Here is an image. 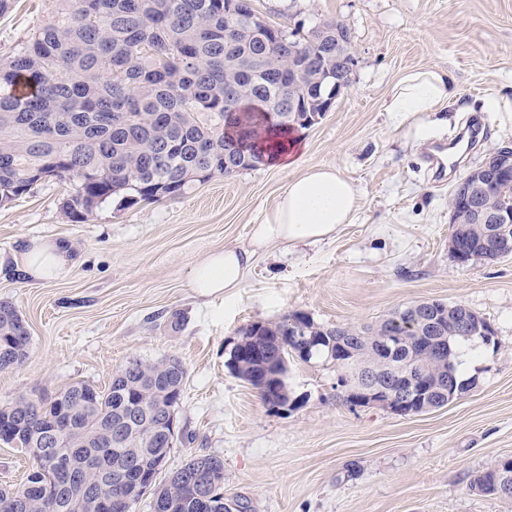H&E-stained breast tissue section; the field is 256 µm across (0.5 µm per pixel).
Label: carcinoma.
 <instances>
[{
    "instance_id": "obj_1",
    "label": "carcinoma",
    "mask_w": 512,
    "mask_h": 512,
    "mask_svg": "<svg viewBox=\"0 0 512 512\" xmlns=\"http://www.w3.org/2000/svg\"><path fill=\"white\" fill-rule=\"evenodd\" d=\"M54 20L31 34L14 56L0 62V204L28 194L35 185L55 178L72 185L63 207L83 219L113 197L158 201L182 195L196 179L184 175L190 165L229 176L256 167L279 136L305 129L325 107L336 76V38H310L317 27L336 22L319 20L309 27L225 30L224 0H53ZM478 194L489 209L512 205V186L495 182L481 189L455 186L449 208L468 193ZM305 336L323 337L314 356L336 362L347 387H357L366 370L386 373L389 361L407 363L416 378L429 384L448 379L456 390L460 379L457 347L475 350L495 343L489 322L471 311V322L448 325L444 356L433 349V331L416 326L407 306L392 310L371 324L323 327L304 314L293 315ZM15 305L0 301V370L24 361L31 334L22 326ZM286 322L256 323L259 342L273 352L264 363L250 356L238 359L247 372L268 371L286 378L290 352L276 357L278 337ZM401 340L392 354L381 346ZM266 367H261V364ZM168 358L144 362L131 359L120 367L106 389L85 382L58 392L68 396L81 385L95 392L87 408L75 412L77 430L66 448H82L96 468L135 479L154 468L139 454V444L152 431L140 423L138 435L112 443L102 423L138 403L158 398L155 384L168 371ZM40 414L50 425L60 408L19 396L0 405V442L32 450L25 415ZM512 458L498 460L477 472L471 488L494 495L493 484ZM91 487L110 497L118 492L114 479L99 483V473L85 475ZM30 494L26 512H86L73 502L59 509L52 481ZM171 512H210L187 488L179 472L167 483L152 486Z\"/></svg>"
}]
</instances>
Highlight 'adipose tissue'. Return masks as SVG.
<instances>
[{
  "label": "adipose tissue",
  "instance_id": "1",
  "mask_svg": "<svg viewBox=\"0 0 512 512\" xmlns=\"http://www.w3.org/2000/svg\"><path fill=\"white\" fill-rule=\"evenodd\" d=\"M450 96L448 74L435 69L403 72L390 90L386 111L402 115L432 112ZM355 183L331 167L312 166L289 180L275 204L251 229L246 248L227 247L196 264L189 286L201 296L231 295L241 288L258 252L278 243L316 242L352 223L358 210ZM71 246L61 240H33L18 246L12 256L16 272L52 281L64 277Z\"/></svg>",
  "mask_w": 512,
  "mask_h": 512
}]
</instances>
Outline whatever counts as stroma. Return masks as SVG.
Segmentation results:
<instances>
[{
	"label": "stroma",
	"mask_w": 512,
	"mask_h": 512,
	"mask_svg": "<svg viewBox=\"0 0 512 512\" xmlns=\"http://www.w3.org/2000/svg\"><path fill=\"white\" fill-rule=\"evenodd\" d=\"M271 25L337 20L353 33L352 80L324 117L299 130L297 165L265 162L197 184L181 196L112 200L86 219L62 206L69 183L48 179L0 207V260L20 243L64 238L74 261L47 282L0 272V300L29 325L28 358L0 370V404L50 397L83 381L107 388L138 358H179L181 437L158 476L196 455L224 462L232 512H512L472 492L473 475L512 457V256L468 267L448 252L457 181L512 146V120L486 112L512 94V0H251ZM54 15L53 0H13L0 16V59ZM442 68L453 95L425 134L384 109L402 72ZM474 122L476 147L435 183L421 163L433 144ZM338 168L360 191L353 223L312 245H273L226 297L201 298L191 268L210 251L250 244L253 224L309 166ZM461 303L493 326L470 370L473 388L447 406L401 416L346 404L326 359L288 361L287 410L269 408L228 367L239 331L293 314L333 327L371 323L419 300Z\"/></svg>",
	"instance_id": "stroma-1"
}]
</instances>
